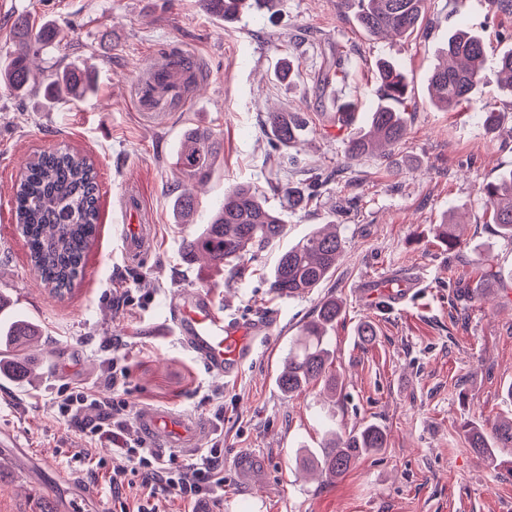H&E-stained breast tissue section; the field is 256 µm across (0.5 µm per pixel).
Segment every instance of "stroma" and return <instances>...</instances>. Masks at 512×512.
<instances>
[{"label":"stroma","instance_id":"obj_1","mask_svg":"<svg viewBox=\"0 0 512 512\" xmlns=\"http://www.w3.org/2000/svg\"><path fill=\"white\" fill-rule=\"evenodd\" d=\"M33 13L56 25L63 41L34 71L91 65L97 90L77 102L48 103L40 87L15 95L0 87V297L33 320L41 334L27 349L34 375L0 374V429L30 453L24 465L0 459V512H44L71 503L76 512H127L132 490L112 492L110 451L75 453L84 440L54 410L59 389L80 384L107 395L106 362L124 356L132 413L168 407L205 424L200 445L224 450V494L208 512H512V473L491 468L461 429L512 416V240L489 222L482 193L512 168V94L496 81L500 54L512 48V11L492 0H428L427 19L408 37H373L336 0H278L274 14L227 21L199 0H0V46L15 19ZM493 21L486 82L469 103L436 109L429 77L440 49L460 28ZM178 52L194 63L182 101L158 116L146 113L135 87L149 58ZM344 78L328 85L317 74L336 55ZM292 60L293 82L279 80V58ZM396 63L407 74L404 139L391 156H346L351 129H366L381 101L375 69ZM358 99L353 128L337 106ZM499 114L486 128L485 108ZM306 118L302 146L274 148L266 114ZM203 127L224 141V155L206 186L188 187L174 161L183 132ZM67 148L87 156L98 173L99 226L82 276L65 296L35 275L15 230L13 187L29 158ZM292 186L322 178L306 208L289 209L269 185L271 174ZM249 183L282 214L288 234L254 253L241 278L215 273L183 255L185 237L207 223L224 192ZM136 186L155 244L146 262L122 254L118 201ZM198 203L191 223H177L172 204L185 189ZM460 221V243L438 244L436 224ZM335 225L344 240L331 276L312 293L273 296L266 278L285 246L314 228ZM424 277V290L387 311L368 308L364 283ZM181 288H204L219 308L240 315L274 312L280 324L238 380L223 382L162 325L165 303ZM134 301L120 303L124 293ZM336 298L345 312L329 336L335 350V392L313 384L289 397L275 378L289 342L318 304ZM373 341L358 334L362 323ZM374 423L387 445L360 457L342 477L321 481L297 469V448L317 447L328 426L347 433ZM257 473L244 478L237 457ZM52 461L40 473L43 461Z\"/></svg>","mask_w":512,"mask_h":512}]
</instances>
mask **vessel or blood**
Instances as JSON below:
<instances>
[{
	"label": "vessel or blood",
	"mask_w": 512,
	"mask_h": 512,
	"mask_svg": "<svg viewBox=\"0 0 512 512\" xmlns=\"http://www.w3.org/2000/svg\"><path fill=\"white\" fill-rule=\"evenodd\" d=\"M121 210L125 255L128 261H140L150 252L152 237L149 225L143 222L138 196L125 192ZM165 323L210 373L228 381L238 377L257 344L269 338L276 327L270 314L245 321L224 315L210 293L202 289L174 294L165 304ZM137 425L141 435L159 448H193L203 433L198 420L168 408L141 412Z\"/></svg>",
	"instance_id": "b4317fda"
}]
</instances>
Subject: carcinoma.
<instances>
[{"label": "carcinoma", "mask_w": 512, "mask_h": 512, "mask_svg": "<svg viewBox=\"0 0 512 512\" xmlns=\"http://www.w3.org/2000/svg\"><path fill=\"white\" fill-rule=\"evenodd\" d=\"M206 11L233 20L254 6L271 9L275 0H202ZM427 0H339L342 9L355 10L360 27L372 36L407 37L425 21ZM60 30L47 23L35 24L28 15L15 23L16 42L20 48L0 52V84L21 95L28 91L33 76L30 57L38 55ZM445 56L429 80L431 103L451 111L468 101L475 87L484 83L485 43L476 33L460 30L448 37L442 47ZM498 76L502 87L512 91V49L501 54ZM377 79L385 104L369 117L370 130L356 132L347 140L350 159L372 155L385 146L398 144L405 135V125L397 106L407 99L408 82L396 64H379ZM44 96L54 103L78 101L94 89L90 73L74 67L43 80ZM266 124L275 140L288 146L299 140L306 121L288 112H269ZM221 142L208 129L184 131L175 167L181 174L199 183L209 179L220 156ZM288 200V208L300 209L316 195V189H299L276 184ZM490 208V223L512 240V169L483 187ZM97 173L87 157L59 149L30 159L16 185L14 215L16 230L25 241L30 262L43 285L56 296L70 292L81 275L90 243L98 228ZM178 220L187 223L195 211V198L183 193L173 203ZM285 234L280 213L267 206L265 197L249 185L234 186L224 192V199L214 208L207 224L186 238L183 252L193 260L202 255L211 268L244 274L247 255L264 248ZM437 240L452 249L458 242L454 222L447 219L435 228ZM344 247V240L322 227L311 232L278 257L269 274L268 288L278 296L299 297L319 287L333 272ZM343 314L342 303L330 298L322 301L316 316L305 323L288 346L283 367L276 377L280 390L295 396L312 383L322 382L333 390L336 377L330 371L333 349L329 329ZM37 338L31 324L15 316L0 333V345L11 358L10 367L20 379L32 373L24 355L28 343ZM469 448L495 467L504 465L499 449L512 448V418L492 429V434L474 423L465 425ZM329 438L320 448L309 449L300 461L307 472H316L331 480L345 473L360 456L385 447L387 434L376 424H367L342 436L328 431Z\"/></svg>", "instance_id": "obj_1"}]
</instances>
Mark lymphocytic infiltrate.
Listing matches in <instances>:
<instances>
[{"label": "lymphocytic infiltrate", "mask_w": 512, "mask_h": 512, "mask_svg": "<svg viewBox=\"0 0 512 512\" xmlns=\"http://www.w3.org/2000/svg\"><path fill=\"white\" fill-rule=\"evenodd\" d=\"M128 369L121 356H113L108 365L105 384L111 389L108 397L100 396L91 388L77 386L63 388L56 397L55 408L62 418L77 421L87 407L102 410L99 422L81 426L86 449L108 445L110 453L121 464L112 470V487L119 490L130 477L141 480L143 492L135 512H159L155 501L157 488H165L174 496L203 507L217 498L224 489V454L219 448L203 449L201 466L188 468L179 464L176 455H162L141 441L130 438L132 425L129 404L124 400Z\"/></svg>", "instance_id": "f902f5d3"}]
</instances>
